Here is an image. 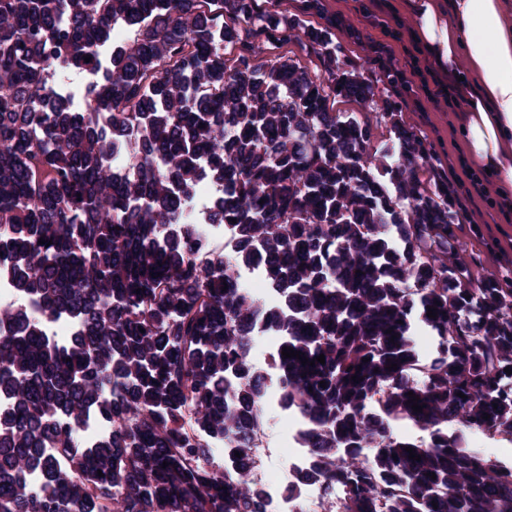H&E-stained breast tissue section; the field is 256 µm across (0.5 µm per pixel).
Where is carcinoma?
Instances as JSON below:
<instances>
[{
  "instance_id": "obj_1",
  "label": "carcinoma",
  "mask_w": 512,
  "mask_h": 512,
  "mask_svg": "<svg viewBox=\"0 0 512 512\" xmlns=\"http://www.w3.org/2000/svg\"><path fill=\"white\" fill-rule=\"evenodd\" d=\"M293 41L318 71L261 57ZM56 65L90 76L83 109ZM419 90L325 0H0V289L22 300L0 307V512H268L249 464L273 383L306 423L288 494L512 512V464L464 443L512 442V278L460 257L456 185L403 118ZM203 180L228 256L183 213ZM253 268L270 297L240 287ZM251 329L279 339L264 366Z\"/></svg>"
}]
</instances>
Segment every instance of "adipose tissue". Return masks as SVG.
<instances>
[{
    "label": "adipose tissue",
    "mask_w": 512,
    "mask_h": 512,
    "mask_svg": "<svg viewBox=\"0 0 512 512\" xmlns=\"http://www.w3.org/2000/svg\"><path fill=\"white\" fill-rule=\"evenodd\" d=\"M409 35L442 81L465 63L460 135L512 212V0H406Z\"/></svg>",
    "instance_id": "1"
}]
</instances>
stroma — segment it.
<instances>
[{"instance_id": "stroma-1", "label": "stroma", "mask_w": 512, "mask_h": 512, "mask_svg": "<svg viewBox=\"0 0 512 512\" xmlns=\"http://www.w3.org/2000/svg\"><path fill=\"white\" fill-rule=\"evenodd\" d=\"M400 0H326L330 12L345 16L372 40H384L380 29L371 27L367 16L385 10ZM458 106L420 91L418 99L404 114L408 124L430 144L442 169L455 179L462 196L464 218L456 233L467 241L486 270L500 271L512 265V217H505L486 187H473L477 173L458 130Z\"/></svg>"}]
</instances>
